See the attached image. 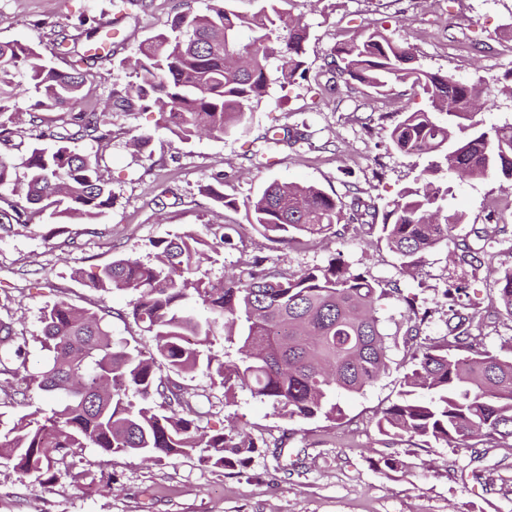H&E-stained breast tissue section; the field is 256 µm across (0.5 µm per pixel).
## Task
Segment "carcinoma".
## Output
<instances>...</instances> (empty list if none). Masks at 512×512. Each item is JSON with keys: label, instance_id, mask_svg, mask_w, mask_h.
I'll return each instance as SVG.
<instances>
[{"label": "carcinoma", "instance_id": "1", "mask_svg": "<svg viewBox=\"0 0 512 512\" xmlns=\"http://www.w3.org/2000/svg\"><path fill=\"white\" fill-rule=\"evenodd\" d=\"M250 15L224 6L204 14L191 6L168 27L143 40L135 80L112 93L122 112L157 113L155 127L184 143L206 135H229L269 95L306 77L307 25L285 5L292 0H257ZM75 33L56 34L60 68L41 50L18 40L0 41V143L29 138L20 162L0 157V188L18 200L0 207V228L48 217L49 237L68 224H97L114 195L98 160L75 144L110 136L106 112L82 109L85 66L92 52H112L110 22L83 15ZM327 66L345 82L379 95L406 86L423 100L415 111L396 113L390 147L418 162L412 184L378 206L344 204L312 184L272 182L237 204L224 196L222 179L200 193L224 206L244 209L249 224L268 240L288 244L320 236L343 222L359 220V208L381 215L380 240L404 273L416 270L432 250L455 243L460 260L476 273L486 269L497 285L505 314L512 318V269L486 265L454 230L466 215L447 206L449 178L512 181V122H492L468 110L480 102L496 106L495 94L475 75L463 82L417 64L416 47L382 25L369 26L338 44ZM70 112L69 127H44L43 113ZM52 144L44 146L43 140ZM223 232L211 243L193 231L151 242L154 261L121 257L105 265L91 288L132 292L128 315L154 336L156 352L146 357L113 336L104 318L60 299L41 315L42 348L48 360L28 384L53 400L9 423L0 420V463L19 478L55 480L54 463L91 446L106 456L129 455L160 461L190 456L216 468L246 465L256 451L245 433L199 432L207 415L178 376L204 371L224 388V400L240 390L267 401L290 420H338L336 393H361L388 369L389 346L376 304L399 293L356 273L340 261L284 273L254 260L247 278L212 279L200 272L205 251L230 244ZM403 345L410 367L398 398L383 409L379 429L457 450L501 446L512 439V357L479 347L471 328L478 311L454 313L448 334L417 342L428 311L408 309ZM236 348L224 360L217 342ZM0 353L26 363L24 344L0 320Z\"/></svg>", "mask_w": 512, "mask_h": 512}]
</instances>
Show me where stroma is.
I'll return each instance as SVG.
<instances>
[{
    "instance_id": "obj_1",
    "label": "stroma",
    "mask_w": 512,
    "mask_h": 512,
    "mask_svg": "<svg viewBox=\"0 0 512 512\" xmlns=\"http://www.w3.org/2000/svg\"><path fill=\"white\" fill-rule=\"evenodd\" d=\"M182 0H147L133 8L112 39V53L89 64L85 109L103 111L112 90L123 87L141 41L164 29ZM110 0H0V41L20 40L53 55L54 33L78 16L111 12ZM310 32L307 74L287 90L272 89L229 136H202L184 143L155 127L152 112H113L109 141L84 140L80 151L98 154L115 197L100 223L70 225L65 237L47 238L43 224L0 231V320L26 340V367L37 371L47 359L40 343L41 313L60 299L103 315L112 335L143 351L152 337L129 317L130 292H98L88 283L100 268L124 256L149 258L151 241L183 231L222 233L232 225V244L204 262L210 277L246 275L254 259L266 268L296 272L339 258L382 287H400L417 304L432 308L422 333L445 335L453 309L464 297L447 300L450 279L461 269L447 247L429 252L415 274L400 272L396 257L375 229L338 224L333 233L283 246L267 240L247 221L243 209L226 208L200 195V186L222 177L225 195L244 199L267 184L311 183L343 203L383 204L413 176V158L392 150L388 129L399 109L421 107L413 95L380 96L339 86L319 96L329 78L327 63L337 43L382 23L414 44L423 66L460 78L480 73L491 86L512 84V41L502 38L512 23V0H294ZM298 134L286 144L265 140L267 130ZM145 132L142 153L128 146ZM449 204L466 215L457 240L480 252L491 265L512 268V183L454 180ZM479 300L483 347L506 354L512 319L497 303L493 278L485 272L467 280ZM468 295V296H469ZM406 307L395 298L379 303L378 314L390 346L389 369L364 393L337 394L344 416L333 421L288 420L269 402L224 390L202 372L180 376L189 393L209 399L204 430L220 427L250 433L258 448L247 468L225 470L197 456L159 462L135 456H103L79 450L54 466L55 481L19 480L0 464V512H512V447L469 451L445 446L417 448L382 433L378 412L395 400L408 368L402 335ZM50 402L19 376L0 375V418L11 421ZM396 455L408 467L385 468ZM95 475L88 486L73 482L71 470Z\"/></svg>"
}]
</instances>
